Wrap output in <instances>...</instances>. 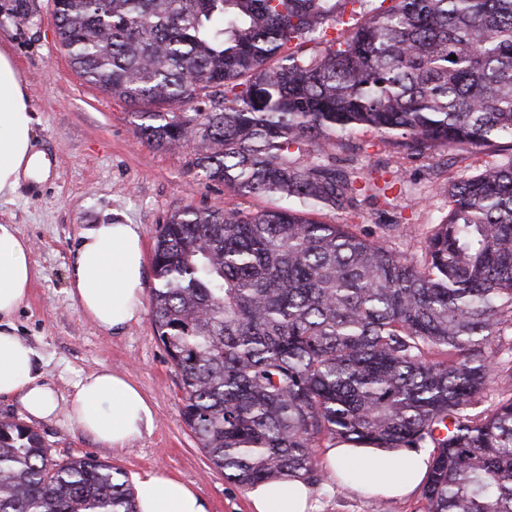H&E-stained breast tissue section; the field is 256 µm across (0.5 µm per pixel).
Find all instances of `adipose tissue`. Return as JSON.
I'll list each match as a JSON object with an SVG mask.
<instances>
[{"label": "adipose tissue", "mask_w": 512, "mask_h": 512, "mask_svg": "<svg viewBox=\"0 0 512 512\" xmlns=\"http://www.w3.org/2000/svg\"><path fill=\"white\" fill-rule=\"evenodd\" d=\"M35 119L11 56L0 52V194L27 178L41 180L46 160L33 139ZM70 272V295L84 316L106 334L122 331L143 312L145 251L137 225L120 221L91 225L80 233ZM37 274L31 250L14 225L0 224V396L17 400L28 419L66 415L81 432L108 447H121L151 430L153 409L124 376L101 368L81 377L60 397L44 377L43 357L21 338L11 319L25 302ZM430 457L423 448L392 451L339 444L326 450L331 478L372 497L402 498L427 477ZM138 512H207L184 480L146 472L135 479ZM253 512H313L305 482L289 480L253 486Z\"/></svg>", "instance_id": "ef3b65f1"}]
</instances>
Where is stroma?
Here are the masks:
<instances>
[{
    "mask_svg": "<svg viewBox=\"0 0 512 512\" xmlns=\"http://www.w3.org/2000/svg\"><path fill=\"white\" fill-rule=\"evenodd\" d=\"M0 50L15 60L35 117L36 144L51 161L45 182H25L0 197V224L15 225L37 269L13 324L41 352L46 377L58 394L68 395L81 376L106 367L136 385L154 411L153 428L120 448L102 445L62 415L33 422V429L54 458L95 455L131 478L172 474L195 488L208 512H251L246 488L212 466L184 424L180 380L154 333L150 310L122 332L103 333L71 298L69 276L78 233L102 220L139 225L149 249L160 226L185 206L260 211L278 205V198L239 196L201 175L195 151L157 148L138 137L133 107L86 83L71 67L56 34L52 0H38L32 22L0 21ZM354 138L364 150L346 154V167L365 174L379 169L391 179L384 169L389 147L370 133ZM505 158L502 152L472 148L401 158L403 190H390L389 203L363 205L358 222L370 231L382 224H409L425 232L447 214L450 184ZM312 488L318 512H426L418 493L403 500L364 499L326 480Z\"/></svg>",
    "mask_w": 512,
    "mask_h": 512,
    "instance_id": "obj_1",
    "label": "stroma"
}]
</instances>
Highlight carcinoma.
I'll list each match as a JSON object with an SVG mask.
<instances>
[{
	"label": "carcinoma",
	"instance_id": "cac0c4a2",
	"mask_svg": "<svg viewBox=\"0 0 512 512\" xmlns=\"http://www.w3.org/2000/svg\"><path fill=\"white\" fill-rule=\"evenodd\" d=\"M54 2L85 81L150 107L141 138L286 202L188 205L156 236L152 326L210 462L247 487L312 480L322 440L430 448L427 512H512V157L454 183L410 253L400 224L308 218L388 203L394 183L339 164L359 129L408 156L512 141V0ZM0 512L138 510L122 469L1 418Z\"/></svg>",
	"mask_w": 512,
	"mask_h": 512
}]
</instances>
